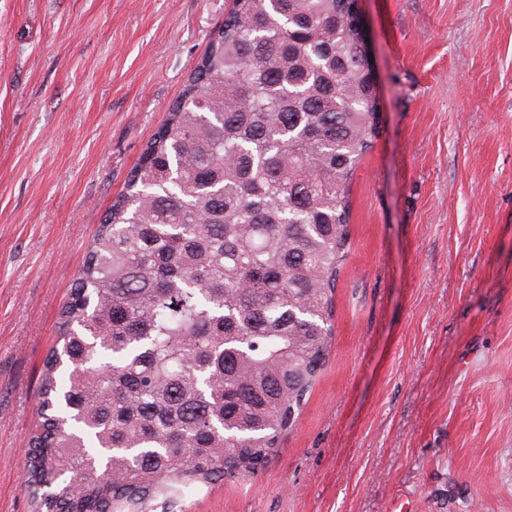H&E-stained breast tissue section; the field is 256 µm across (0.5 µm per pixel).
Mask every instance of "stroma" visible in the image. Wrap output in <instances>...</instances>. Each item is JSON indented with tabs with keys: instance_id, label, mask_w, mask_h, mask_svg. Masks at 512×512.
Wrapping results in <instances>:
<instances>
[{
	"instance_id": "35a3bbf8",
	"label": "stroma",
	"mask_w": 512,
	"mask_h": 512,
	"mask_svg": "<svg viewBox=\"0 0 512 512\" xmlns=\"http://www.w3.org/2000/svg\"><path fill=\"white\" fill-rule=\"evenodd\" d=\"M230 0H0V512L58 311ZM382 132L334 348L257 476L188 512H512V0H358Z\"/></svg>"
}]
</instances>
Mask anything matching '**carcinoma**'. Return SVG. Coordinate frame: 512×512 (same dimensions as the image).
I'll return each mask as SVG.
<instances>
[{
  "label": "carcinoma",
  "instance_id": "obj_1",
  "mask_svg": "<svg viewBox=\"0 0 512 512\" xmlns=\"http://www.w3.org/2000/svg\"><path fill=\"white\" fill-rule=\"evenodd\" d=\"M378 109L349 4L235 0L61 307L32 512H182L278 451L332 352Z\"/></svg>",
  "mask_w": 512,
  "mask_h": 512
}]
</instances>
